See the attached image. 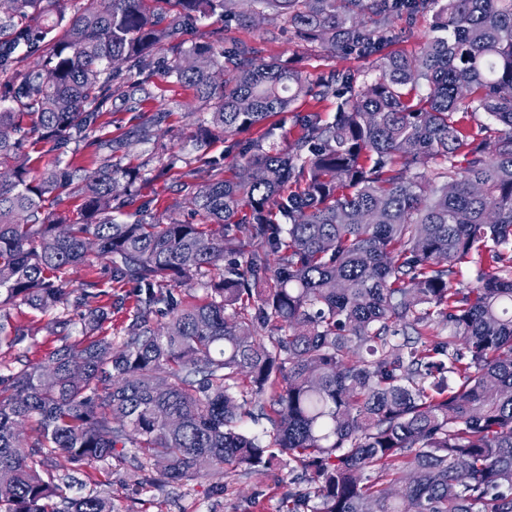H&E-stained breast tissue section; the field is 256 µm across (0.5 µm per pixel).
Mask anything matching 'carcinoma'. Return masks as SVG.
Returning a JSON list of instances; mask_svg holds the SVG:
<instances>
[{"mask_svg": "<svg viewBox=\"0 0 512 512\" xmlns=\"http://www.w3.org/2000/svg\"><path fill=\"white\" fill-rule=\"evenodd\" d=\"M58 2L0 0V344L24 336L12 308L67 303L69 267L104 262L134 304L83 283L82 339L0 377V512H116L67 496L61 458L221 496L282 456L283 512H512V0ZM427 15L418 52L395 49ZM278 20L379 76L234 36ZM159 76L201 99L195 145L234 138L233 175L182 183L190 220L148 215L128 140L95 136L116 103L154 136ZM308 96L335 115L298 116L287 148L238 138ZM40 144L56 159L34 175ZM194 281L210 294L186 303ZM112 310L117 346L94 337Z\"/></svg>", "mask_w": 512, "mask_h": 512, "instance_id": "cac0c4a2", "label": "carcinoma"}]
</instances>
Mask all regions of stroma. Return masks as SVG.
I'll list each match as a JSON object with an SVG mask.
<instances>
[{"label": "stroma", "mask_w": 512, "mask_h": 512, "mask_svg": "<svg viewBox=\"0 0 512 512\" xmlns=\"http://www.w3.org/2000/svg\"><path fill=\"white\" fill-rule=\"evenodd\" d=\"M236 35L247 43L261 42L264 59L292 58L309 74L334 69L339 71L358 70L368 78L376 73L370 66L354 56L336 53L325 57L307 51L295 38L292 30L284 23H276L275 37L262 41V30L257 26H242ZM158 94L160 103H148L147 111H154L157 105H164L169 116L162 126L163 140L171 154L192 158L196 153L209 157L223 158L225 166H232L235 158L229 154L224 140L207 142L202 148H195L189 134L199 115L201 107L193 90L185 85L160 82ZM335 110L333 101L317 102L311 98L297 100L290 111L277 114L274 118L276 129L273 140L277 147H286L293 141L297 129L294 124L296 112L317 111L323 117H332ZM180 168H173L161 177H150L138 183L140 200L149 202L154 213L177 219H187L186 210L180 209L183 197ZM82 313L75 305L60 306L47 312H38L21 305L13 311L14 319L27 329L25 340L14 348H0V373L19 370L23 365L42 361L59 344L57 336L51 335L53 322L70 321L71 339L80 336L78 321ZM128 462L109 460L85 466L76 475V483L70 488V495H85L102 491L111 496L119 512H280L281 501L288 492V470L280 468L272 472H232L225 476L223 495L207 493L208 482L204 479L189 481L181 485L143 488L132 486Z\"/></svg>", "instance_id": "1"}]
</instances>
